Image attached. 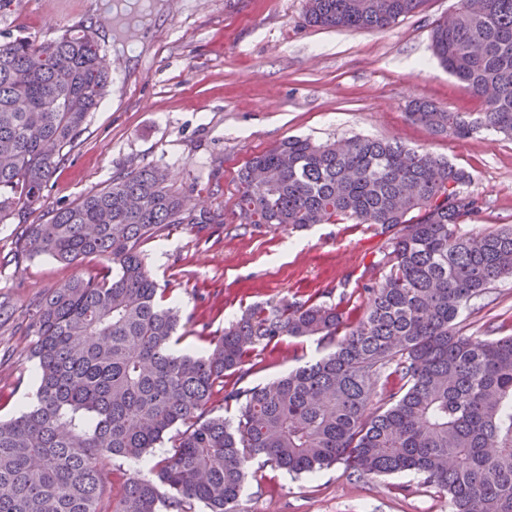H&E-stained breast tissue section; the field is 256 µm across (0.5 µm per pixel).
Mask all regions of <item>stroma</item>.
Returning <instances> with one entry per match:
<instances>
[{
  "mask_svg": "<svg viewBox=\"0 0 512 512\" xmlns=\"http://www.w3.org/2000/svg\"><path fill=\"white\" fill-rule=\"evenodd\" d=\"M95 2L0 0V42L19 36L49 42L89 28L113 46L111 30L94 20ZM162 2L137 30V53L113 72L100 109L50 179L41 203L25 219L0 223V300L16 310L0 323L1 420L36 401L26 311L48 290L107 267L98 258L78 264L48 257L16 261L24 224L41 222L51 209L101 189L134 166H168L173 188L223 215L219 224L163 230L145 247L150 275L182 310L178 349L184 353L207 350L256 303L296 296L364 306L362 288L385 242L379 229L350 220L290 233L238 224L240 169L288 137L395 139L447 157L470 173L465 190L483 203L463 231L512 225V140L436 135L406 115L415 100L451 112L482 108L430 49L433 27L454 12L456 0H425L418 12L381 30L310 25L305 0ZM457 326L482 339L512 335V279L472 300ZM325 351L314 338H282L252 354L244 382H266ZM167 452L157 447L137 462L101 459L103 512H110L130 476H152ZM240 510L452 512L447 496L414 473L352 480L338 463L293 476L260 460L248 468Z\"/></svg>",
  "mask_w": 512,
  "mask_h": 512,
  "instance_id": "35a3bbf8",
  "label": "stroma"
}]
</instances>
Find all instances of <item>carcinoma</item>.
Returning <instances> with one entry per match:
<instances>
[{
	"mask_svg": "<svg viewBox=\"0 0 512 512\" xmlns=\"http://www.w3.org/2000/svg\"><path fill=\"white\" fill-rule=\"evenodd\" d=\"M425 0H306L310 25L381 29ZM433 54L483 99L480 112L428 101L408 118L436 134L512 139V0H458L431 33ZM95 35L0 43V223L23 217L88 126L111 84ZM471 175L398 142L290 137L240 173L242 226L303 229L352 220L388 235L356 319L297 297L246 309L203 354L173 351L179 307L162 306L144 245L178 224L223 223L170 185L160 164L128 169L48 212L20 235L16 258L98 257L29 314L37 405L0 420V512H101L103 456L140 459L169 441L154 477L132 476L112 512H239L251 461L300 475L336 463L348 477L403 472L448 495L454 512H512V336L480 339L460 312L512 278V226L468 234L481 210ZM332 349L256 386L249 355L283 337ZM224 388V410L212 406ZM89 415L88 430L67 413Z\"/></svg>",
	"mask_w": 512,
	"mask_h": 512,
	"instance_id": "1",
	"label": "carcinoma"
}]
</instances>
